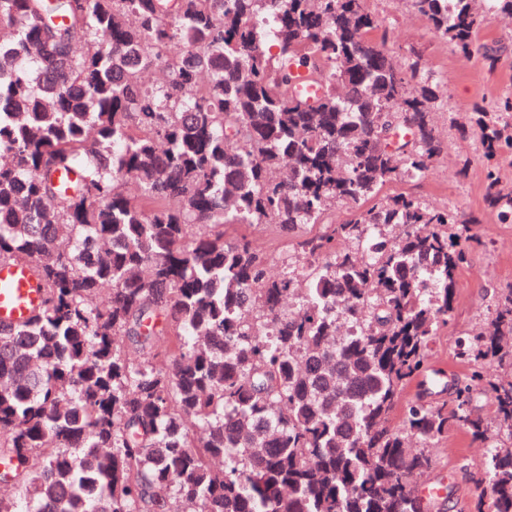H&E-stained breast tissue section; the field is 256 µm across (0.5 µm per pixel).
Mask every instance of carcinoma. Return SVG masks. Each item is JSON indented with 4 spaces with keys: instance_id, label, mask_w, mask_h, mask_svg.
Returning <instances> with one entry per match:
<instances>
[{
    "instance_id": "carcinoma-1",
    "label": "carcinoma",
    "mask_w": 512,
    "mask_h": 512,
    "mask_svg": "<svg viewBox=\"0 0 512 512\" xmlns=\"http://www.w3.org/2000/svg\"><path fill=\"white\" fill-rule=\"evenodd\" d=\"M366 2L0 0V262L44 290L0 326V512H431L411 480L451 428L486 444V512H512V379L482 367L512 370L511 288L459 338L473 370L451 401L392 425L448 324L471 219L380 194L437 156L439 93ZM409 2L466 55L512 16ZM473 126L487 160L512 149V96ZM486 198L512 224L493 164ZM338 205L351 218L277 276L224 238ZM484 387L490 419L471 410Z\"/></svg>"
}]
</instances>
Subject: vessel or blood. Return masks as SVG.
Masks as SVG:
<instances>
[{
	"instance_id": "1",
	"label": "vessel or blood",
	"mask_w": 512,
	"mask_h": 512,
	"mask_svg": "<svg viewBox=\"0 0 512 512\" xmlns=\"http://www.w3.org/2000/svg\"><path fill=\"white\" fill-rule=\"evenodd\" d=\"M40 303L36 275L31 267L0 263V325L30 318Z\"/></svg>"
}]
</instances>
